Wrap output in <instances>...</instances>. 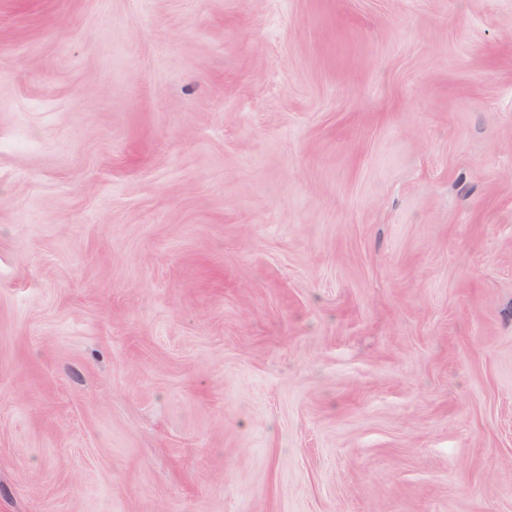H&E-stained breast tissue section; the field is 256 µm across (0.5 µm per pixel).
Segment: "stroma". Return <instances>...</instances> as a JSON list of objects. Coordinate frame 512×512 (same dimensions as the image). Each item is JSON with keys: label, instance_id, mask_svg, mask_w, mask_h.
Segmentation results:
<instances>
[{"label": "stroma", "instance_id": "stroma-1", "mask_svg": "<svg viewBox=\"0 0 512 512\" xmlns=\"http://www.w3.org/2000/svg\"><path fill=\"white\" fill-rule=\"evenodd\" d=\"M0 512H512V0H0Z\"/></svg>", "mask_w": 512, "mask_h": 512}]
</instances>
